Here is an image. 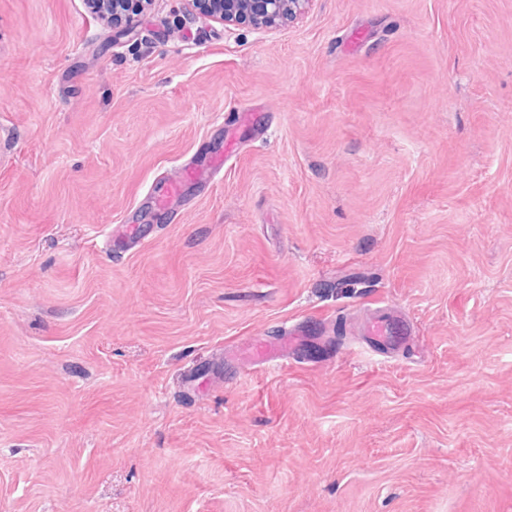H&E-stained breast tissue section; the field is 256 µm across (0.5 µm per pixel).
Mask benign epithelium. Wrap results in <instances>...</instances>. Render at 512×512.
Listing matches in <instances>:
<instances>
[{
	"mask_svg": "<svg viewBox=\"0 0 512 512\" xmlns=\"http://www.w3.org/2000/svg\"><path fill=\"white\" fill-rule=\"evenodd\" d=\"M154 0H88L90 4L112 5V22L129 21L131 15L122 9L124 4H136L148 9ZM206 14L224 22V26L247 23L256 28L271 27L303 16L312 0H205Z\"/></svg>",
	"mask_w": 512,
	"mask_h": 512,
	"instance_id": "benign-epithelium-1",
	"label": "benign epithelium"
}]
</instances>
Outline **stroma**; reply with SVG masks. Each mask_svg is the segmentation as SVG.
Listing matches in <instances>:
<instances>
[{"instance_id": "obj_1", "label": "stroma", "mask_w": 512, "mask_h": 512, "mask_svg": "<svg viewBox=\"0 0 512 512\" xmlns=\"http://www.w3.org/2000/svg\"><path fill=\"white\" fill-rule=\"evenodd\" d=\"M129 28L0 0V512H512V0ZM238 131L231 130L226 136V151L212 156L204 167L189 165L177 179H171L164 183L163 191L157 198V205L162 210H169L173 202L180 196L184 184L206 183L212 176L220 172L226 159L236 151ZM359 329L371 343L387 349H397L409 341L408 325L394 313L371 312L360 322ZM310 322L302 321L288 329V333L275 343L251 342L242 348V356L256 366L279 364L286 359L289 350L308 336Z\"/></svg>"}]
</instances>
